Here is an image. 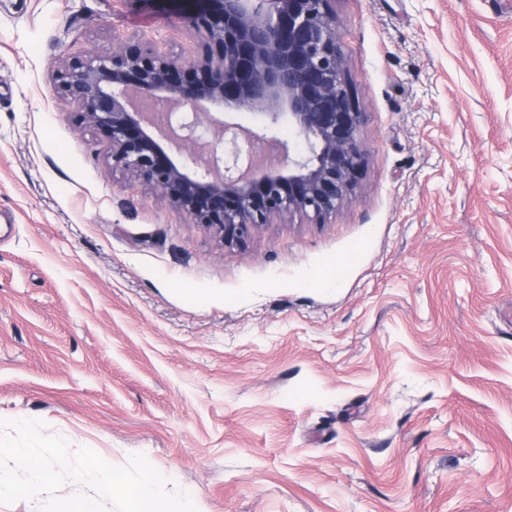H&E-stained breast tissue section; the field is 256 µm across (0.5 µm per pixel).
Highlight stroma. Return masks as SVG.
<instances>
[{"label": "stroma", "mask_w": 512, "mask_h": 512, "mask_svg": "<svg viewBox=\"0 0 512 512\" xmlns=\"http://www.w3.org/2000/svg\"><path fill=\"white\" fill-rule=\"evenodd\" d=\"M334 0L363 112L355 200L226 246L60 98L188 0H0V418L202 512H512V11Z\"/></svg>", "instance_id": "stroma-1"}]
</instances>
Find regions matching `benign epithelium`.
Segmentation results:
<instances>
[{"label":"benign epithelium","mask_w":512,"mask_h":512,"mask_svg":"<svg viewBox=\"0 0 512 512\" xmlns=\"http://www.w3.org/2000/svg\"><path fill=\"white\" fill-rule=\"evenodd\" d=\"M187 2L199 36L191 61L131 33L58 70V93L104 134L112 168L226 244L274 218L324 219L352 202L366 113L346 72L334 0ZM212 108L244 110L265 126L219 120Z\"/></svg>","instance_id":"7a95c632"}]
</instances>
